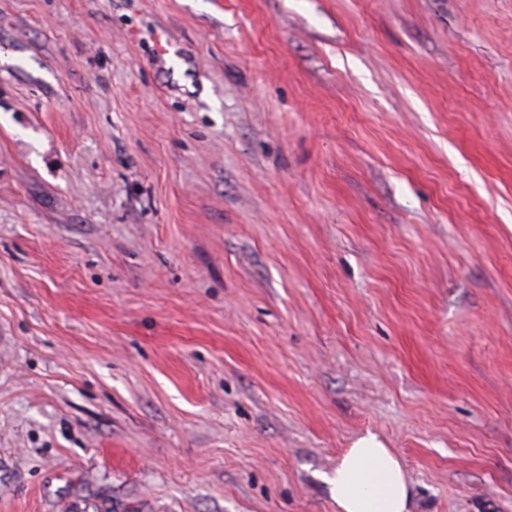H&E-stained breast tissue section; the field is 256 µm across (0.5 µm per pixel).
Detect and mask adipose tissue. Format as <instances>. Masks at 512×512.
Instances as JSON below:
<instances>
[{
	"label": "adipose tissue",
	"instance_id": "obj_1",
	"mask_svg": "<svg viewBox=\"0 0 512 512\" xmlns=\"http://www.w3.org/2000/svg\"><path fill=\"white\" fill-rule=\"evenodd\" d=\"M325 482L336 512H412L403 466L374 434L356 439Z\"/></svg>",
	"mask_w": 512,
	"mask_h": 512
}]
</instances>
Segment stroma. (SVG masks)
<instances>
[{
	"mask_svg": "<svg viewBox=\"0 0 512 512\" xmlns=\"http://www.w3.org/2000/svg\"><path fill=\"white\" fill-rule=\"evenodd\" d=\"M512 512V0H0V512ZM325 483L336 512H413L400 460L371 433L344 450Z\"/></svg>",
	"mask_w": 512,
	"mask_h": 512,
	"instance_id": "1",
	"label": "stroma"
}]
</instances>
